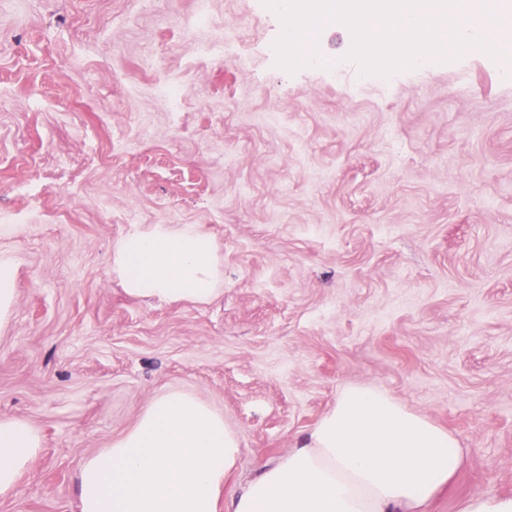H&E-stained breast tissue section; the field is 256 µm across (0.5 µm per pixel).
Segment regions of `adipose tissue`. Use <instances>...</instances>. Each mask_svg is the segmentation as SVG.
I'll return each instance as SVG.
<instances>
[{
    "label": "adipose tissue",
    "instance_id": "obj_1",
    "mask_svg": "<svg viewBox=\"0 0 512 512\" xmlns=\"http://www.w3.org/2000/svg\"><path fill=\"white\" fill-rule=\"evenodd\" d=\"M112 271L133 298L206 304L220 293L215 241L195 224L128 225L112 245ZM42 446L30 423L0 418V496ZM239 452L223 414L163 392L81 462L79 512H423L463 461L448 430L369 386L341 390L302 447L229 493Z\"/></svg>",
    "mask_w": 512,
    "mask_h": 512
}]
</instances>
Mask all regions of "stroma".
<instances>
[{"label":"stroma","instance_id":"1","mask_svg":"<svg viewBox=\"0 0 512 512\" xmlns=\"http://www.w3.org/2000/svg\"><path fill=\"white\" fill-rule=\"evenodd\" d=\"M0 0V417L44 446L0 512H79L82 460L168 390L223 413L228 486L301 445L349 385L447 428L463 465L424 512L512 496V79L472 49L386 84L276 64L278 15L209 0ZM184 95L167 99L163 83ZM130 224L211 233L205 305L129 297ZM187 28L193 35L202 30H209L210 36L207 42V49L222 56L224 55V44L231 41L235 33V29L231 24H226L224 28L218 30L210 28L206 0L198 2V10ZM17 258L0 254V331L11 320L16 298Z\"/></svg>","mask_w":512,"mask_h":512}]
</instances>
